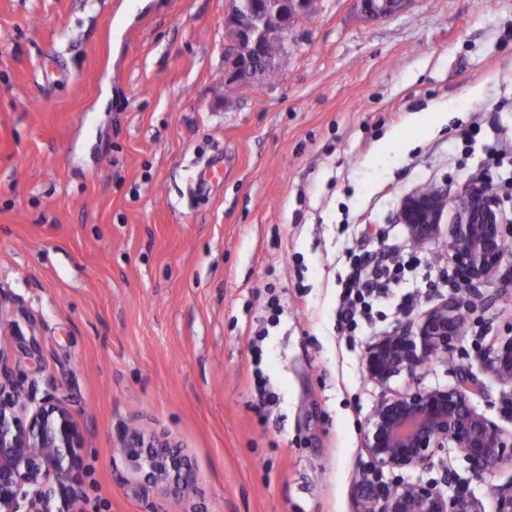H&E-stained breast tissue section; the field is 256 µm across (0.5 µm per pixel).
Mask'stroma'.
I'll return each mask as SVG.
<instances>
[{
  "mask_svg": "<svg viewBox=\"0 0 512 512\" xmlns=\"http://www.w3.org/2000/svg\"><path fill=\"white\" fill-rule=\"evenodd\" d=\"M227 6L0 0V289L15 323L0 343L84 430L83 512H364L363 480L445 466L492 512L511 466L479 479L452 451L378 472L361 434L386 390L453 386L455 361L479 372L512 301L473 314L452 358L384 388L363 355L402 316L386 305L343 335L336 280L345 220L384 226L365 249L451 270L447 238L415 244L398 213L414 192L461 191L487 145L512 143V0H409L378 18L318 0L278 81L229 104ZM214 164L222 179L193 190ZM273 293L266 409L249 329ZM134 433L179 445L188 493L145 480L124 449Z\"/></svg>",
  "mask_w": 512,
  "mask_h": 512,
  "instance_id": "35a3bbf8",
  "label": "stroma"
}]
</instances>
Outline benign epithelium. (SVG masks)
Returning <instances> with one entry per match:
<instances>
[{"instance_id": "1", "label": "benign epithelium", "mask_w": 512, "mask_h": 512, "mask_svg": "<svg viewBox=\"0 0 512 512\" xmlns=\"http://www.w3.org/2000/svg\"><path fill=\"white\" fill-rule=\"evenodd\" d=\"M230 2L224 26L233 53L224 69V85L257 86L260 69H278L288 50L289 33L299 19L315 12L318 0ZM358 2L367 16L388 15L384 0ZM448 207L453 211L448 222L453 289L421 314L406 315L392 332L367 346L366 375L382 387L401 375L415 376L432 357L453 353L469 316L512 292V228L484 180L471 182L451 199L441 190L412 193L402 201L399 221L421 244L441 234ZM492 279L502 283L500 292L483 294L481 287ZM477 359L483 372L507 388L504 400L512 404V331L494 337ZM10 363L9 351L0 345V512H82L74 471L85 447L84 431L64 398L48 389L38 392V380L15 374ZM482 389L481 381L464 370L449 388L418 386L383 397L362 431V448L374 468L426 469L450 448L477 477L512 465V433L471 404V397ZM124 447L150 483L176 495L194 485L196 475L181 471L170 443L132 436ZM442 482L454 483V473L444 470ZM440 483L362 481L372 504L368 512H484L482 502L468 490L460 488L449 496ZM490 494L494 512H512V483L493 485Z\"/></svg>"}]
</instances>
